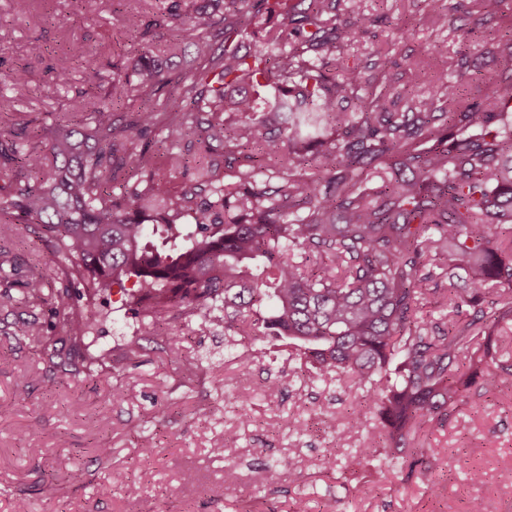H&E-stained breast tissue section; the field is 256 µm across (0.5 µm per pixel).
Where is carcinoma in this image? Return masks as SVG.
Here are the masks:
<instances>
[{
    "label": "carcinoma",
    "instance_id": "obj_1",
    "mask_svg": "<svg viewBox=\"0 0 512 512\" xmlns=\"http://www.w3.org/2000/svg\"><path fill=\"white\" fill-rule=\"evenodd\" d=\"M111 2L141 42L112 63V91L81 92L71 116L50 124L0 126V170L26 172L0 186V223L27 225L65 263L59 335L21 329L43 356L68 342L78 372H97L96 297L116 286L139 322L128 362L174 312L198 335L222 325L282 336L317 374L383 385L381 449L346 470L404 463L416 433L445 423L462 391L490 393L512 377V365L462 363L477 345L490 352L494 329L512 322V123L500 120L512 111V73L488 102L440 74L408 111L392 112L395 83L372 82L345 53L371 23L362 0H346L344 15L339 0H164L153 13ZM422 20L442 28L448 11L425 0ZM163 30L179 40L157 53ZM190 46L197 64L172 72L168 60ZM67 58L98 75L99 54L79 39ZM31 84L23 67L0 71V99L13 107ZM350 98L355 112L340 108ZM161 133L184 149H153ZM222 166L235 181L224 183ZM180 169L196 183L177 185ZM380 171L390 177L370 187ZM184 218L194 231L183 233ZM438 256L448 257V287L432 289L448 307L439 324L422 316ZM20 301L44 306V279L28 281Z\"/></svg>",
    "mask_w": 512,
    "mask_h": 512
}]
</instances>
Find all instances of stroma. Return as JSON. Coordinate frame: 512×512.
<instances>
[{
	"label": "stroma",
	"instance_id": "stroma-1",
	"mask_svg": "<svg viewBox=\"0 0 512 512\" xmlns=\"http://www.w3.org/2000/svg\"><path fill=\"white\" fill-rule=\"evenodd\" d=\"M448 26L423 24V0H365L371 27L354 40L347 54L365 66L375 82L392 79L404 98L425 94L434 73H463L470 93L494 95L499 76L512 57L483 50L484 43L512 39V10L483 19L471 0H457ZM409 24L412 34L395 43L392 20ZM470 28L459 40L458 26ZM79 37L101 54L95 79L111 88V62L120 52L138 53L139 40L112 15L109 0H36L31 15L14 18L10 0H0V56L7 64L28 67L32 98L22 111L0 115L13 123L67 112L87 83L77 71L68 84L56 83L70 37ZM44 56L29 52L32 39ZM380 51L378 60L370 52ZM428 59L429 70L410 75V59ZM0 249L13 265L0 272V512H14L24 498L29 512H293L304 498L307 512H470L481 499L486 512H512V382L501 380L491 393L471 390L445 426L420 430L416 447L426 449L430 480L407 468L367 464L356 471L330 474L322 461L337 462L361 449L380 445V425L366 413L350 426L347 411L366 401V387L338 382L335 375L310 378L287 342L277 336H236L215 329L197 336L181 318L166 332L143 341L140 365L115 359L110 373L47 379L34 342L21 339L23 323L38 321L51 331L50 308L17 304L32 278L50 276L57 260L48 243L28 230L0 224ZM102 311L93 329L94 345L118 350L136 321L119 290L98 298ZM281 378L285 392L265 398L268 380ZM222 387H215V380ZM252 396L248 414L234 398ZM153 454L143 459L144 442ZM111 448L110 459L99 447ZM233 467L237 493L224 494L226 467ZM280 472L276 486L265 481L267 468ZM480 470L481 483L470 480ZM55 476L56 500L44 499L39 486Z\"/></svg>",
	"mask_w": 512,
	"mask_h": 512
}]
</instances>
